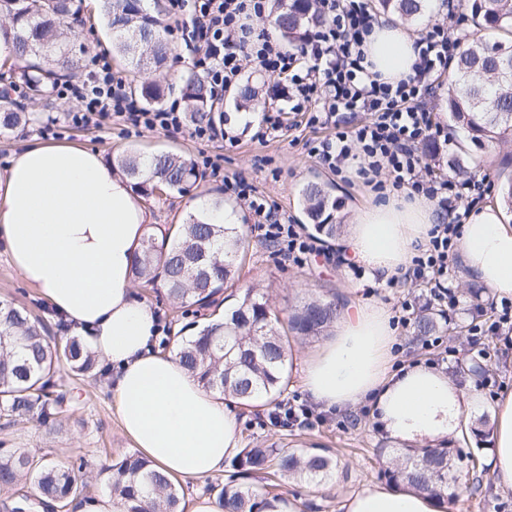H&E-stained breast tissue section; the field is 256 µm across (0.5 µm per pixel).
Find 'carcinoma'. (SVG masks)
I'll return each instance as SVG.
<instances>
[{
    "label": "carcinoma",
    "mask_w": 512,
    "mask_h": 512,
    "mask_svg": "<svg viewBox=\"0 0 512 512\" xmlns=\"http://www.w3.org/2000/svg\"><path fill=\"white\" fill-rule=\"evenodd\" d=\"M383 11H394L414 20L426 0H379ZM465 17L480 35L465 38L453 61L452 74L443 97L448 111V135L459 130L478 149L512 136V0H464ZM102 16L112 31V49L140 69L165 64L170 44L159 15L143 7V0H103ZM0 19L15 29L14 44L21 67L19 80L28 89V102L20 104L0 90V135H8L39 122L34 107L45 105L58 82L76 77L82 68L83 49L71 40L74 29L84 24L81 0H0ZM325 23L311 0H277L274 25L288 43L299 46L308 32ZM138 102L150 106L163 96L153 82L130 85ZM188 118L194 126L216 121L215 99L207 81L192 73L178 88ZM113 165L150 196L160 189L184 193L201 178L187 158L161 153L143 160L125 155ZM460 179L472 174L470 157L463 152L450 160ZM303 209L314 232L331 239L340 225L325 216L329 196L317 182L303 191ZM167 236L156 242L148 234L133 266L136 281L147 285L160 282L167 297L184 311L209 309L236 283L235 257L244 248V235L233 234L222 225L211 224L203 215H191L178 225L176 242ZM236 302L224 312V321L203 326L180 343V362L207 391L218 392L245 406L263 399L274 406L271 424L282 428L283 395L291 371V337L319 336L336 320V302L306 300L296 307L280 330V319L268 297L257 289L239 288ZM438 313L427 308L413 322L417 337L432 336ZM77 375H97L98 359L71 336L60 342L49 326L31 316L25 307L0 301V415L12 421L34 419L53 428L63 414L68 390L54 380L60 367ZM84 463L69 467L37 460L15 450L0 453V490L10 491L31 480L38 501L51 509H66L86 489L80 473ZM237 475L268 474L275 478L322 482L329 479L336 462L325 453L298 454L273 446L255 444L242 450L234 462ZM450 447L408 449L404 459L386 470L385 476L403 486L431 496L457 495ZM114 495L127 504V512H178L180 498L174 480L151 467L139 455H128L106 468ZM267 490L260 491L229 477L217 489L222 512H263L269 507ZM30 496L20 492L0 499V512H25Z\"/></svg>",
    "instance_id": "obj_1"
}]
</instances>
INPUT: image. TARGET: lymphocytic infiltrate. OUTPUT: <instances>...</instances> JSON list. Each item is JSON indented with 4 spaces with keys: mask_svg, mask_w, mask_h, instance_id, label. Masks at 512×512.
Masks as SVG:
<instances>
[{
    "mask_svg": "<svg viewBox=\"0 0 512 512\" xmlns=\"http://www.w3.org/2000/svg\"><path fill=\"white\" fill-rule=\"evenodd\" d=\"M314 4L325 24L310 31L301 48L287 53L267 30L253 25L264 14L266 0H171L175 26L213 93L237 83L251 65L283 78L285 105L263 114L257 140L279 137L304 124L332 125L333 134L310 149L325 168L339 175L354 171L382 198L403 191L436 202L443 219L430 229L427 243L417 246L404 277L429 285L434 300H452L442 279L456 255L461 225L489 186L475 177L461 180L439 174L425 162L419 147L448 138L434 122L427 101L461 39L444 27L421 34L413 76L392 84L369 71L365 60L362 46L374 24L366 0H314ZM56 93L76 103L62 124L67 131L98 129L113 118L138 130L186 128L178 104L153 108L132 100L103 52L91 58L86 80L59 84ZM360 112L366 118L358 123L354 117ZM189 131L201 142H237L217 123ZM197 164L245 204L252 217L251 234L273 244L277 255L301 264L318 253L316 240L253 183L224 176L210 156L200 155Z\"/></svg>",
    "mask_w": 512,
    "mask_h": 512,
    "instance_id": "obj_1",
    "label": "lymphocytic infiltrate"
}]
</instances>
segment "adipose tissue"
Masks as SVG:
<instances>
[{
    "label": "adipose tissue",
    "mask_w": 512,
    "mask_h": 512,
    "mask_svg": "<svg viewBox=\"0 0 512 512\" xmlns=\"http://www.w3.org/2000/svg\"><path fill=\"white\" fill-rule=\"evenodd\" d=\"M388 82L413 75L415 37L400 16L380 17L363 46ZM430 204L396 199L359 210L339 244L348 260L388 278L408 268L436 224ZM143 199L99 152L21 144L0 176V247L43 295L71 335L110 371L112 398L135 448L168 474L203 479L241 448L231 404L205 390L176 354L157 348L159 318L132 294L133 263L149 232ZM463 264L498 300L512 299V225L491 202L474 208L458 240ZM395 329L381 304H339L334 335L301 360V381L326 410L372 401L381 429L400 444L433 448L461 435L477 389L415 364L390 371ZM486 465L498 492L512 494V391L497 402ZM341 512H447L444 498L367 484Z\"/></svg>",
    "instance_id": "ef3b65f1"
}]
</instances>
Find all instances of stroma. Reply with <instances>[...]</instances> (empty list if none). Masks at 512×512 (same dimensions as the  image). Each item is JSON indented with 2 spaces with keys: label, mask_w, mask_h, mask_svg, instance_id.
<instances>
[{
  "label": "stroma",
  "mask_w": 512,
  "mask_h": 512,
  "mask_svg": "<svg viewBox=\"0 0 512 512\" xmlns=\"http://www.w3.org/2000/svg\"><path fill=\"white\" fill-rule=\"evenodd\" d=\"M88 18L84 28L75 33L76 43L86 47L88 54L110 50L112 35L101 19V0H83ZM161 8L162 18L168 27L166 37L172 53L164 68L148 72L165 89L164 103L178 98V86L193 72L192 58L183 43L172 31V7L169 0L154 5L148 0L147 10ZM246 79L259 88L255 104L239 108L234 102L233 91L224 93V117L237 137L235 146L217 141L204 144L192 139L187 130L127 131L120 122L106 124L102 129L72 131L65 134L64 144L98 151L105 161L134 152L148 156L161 151H171L188 159L206 153L217 161L226 175L242 176L274 200L296 223H306L303 210L302 189L311 181L326 184L329 191L328 211L332 223L349 226L356 209L375 204L374 192L363 185L358 177L343 181L339 176L322 167L310 154L314 141L332 133L329 125L300 127L284 132L278 138L259 141L254 132L264 112L279 107L280 78L272 73L255 69L246 70ZM472 173L486 179L488 198L500 195V186L512 177V143L472 152ZM223 197L224 205L240 215L243 224L252 219L246 208L234 197L225 195L223 188L210 177H203L190 192L185 194L157 192L146 198L152 225L167 228L184 223L197 204L210 203ZM240 287L253 286L268 294L279 315L304 298L335 299L362 304L381 303L391 313H398L403 302L415 307L429 304L430 293L425 287L411 283L392 288L380 287L374 277L354 279L346 265L338 263L335 253H322L307 264L296 265L274 255L255 236H248L246 248L237 260ZM448 287L457 294L454 308L444 309L440 322L439 340L428 344L417 338L412 326L397 327L396 341L392 348V365L423 364L447 374H455L461 363L482 360L487 372L481 377H470L482 399V413H490L496 399L512 390V332L498 336L481 333L470 334L464 342L449 340L447 330L456 325L479 323L487 326L489 317L473 318L470 305L473 300L489 303L490 296L482 284L470 274L462 260L453 261L448 267ZM0 300L13 301L39 314L51 329L52 335L65 338L49 303L29 288L0 250ZM75 396V405L68 416L53 430L39 427L36 421L24 420L12 424L0 418V449H25L31 456L42 458L61 466L69 465L72 458L86 460V478L91 484V497L109 494L104 470L116 460L131 454V442L119 423L112 393L105 379L73 380L69 383ZM241 426V441L274 443L282 448L310 452L317 448L328 450L337 457L340 466L332 479L320 485L288 481L277 492L295 498L300 512H339V503L348 493L364 484L386 485L384 471L391 458L399 454L397 447L380 429L370 405L363 404L354 412L315 410L309 424L283 430L272 426L268 408H237Z\"/></svg>",
  "instance_id": "obj_1"
}]
</instances>
